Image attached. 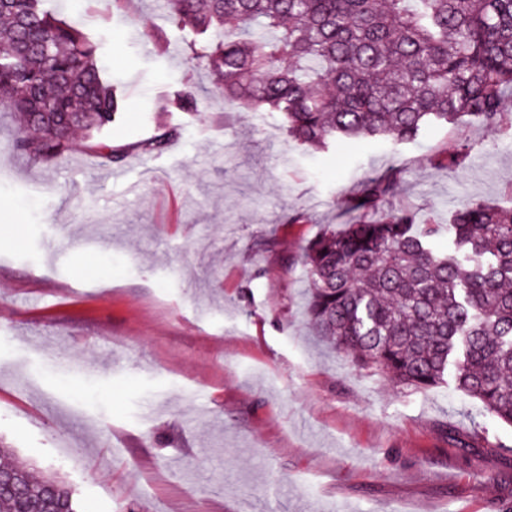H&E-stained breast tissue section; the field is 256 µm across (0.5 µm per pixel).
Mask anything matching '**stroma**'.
Returning <instances> with one entry per match:
<instances>
[{
	"instance_id": "stroma-1",
	"label": "stroma",
	"mask_w": 512,
	"mask_h": 512,
	"mask_svg": "<svg viewBox=\"0 0 512 512\" xmlns=\"http://www.w3.org/2000/svg\"><path fill=\"white\" fill-rule=\"evenodd\" d=\"M125 91L102 140L17 153L0 108V442L71 486L80 512H494L512 427L447 387L410 392L314 336L306 243L367 179L418 222L512 209V126L471 120L392 146L311 149L279 113L218 109L163 0H48ZM192 90L197 111H153ZM161 154L133 150L157 126ZM464 155L462 165L449 164ZM489 432L491 446L463 450ZM68 444L60 456L57 440Z\"/></svg>"
}]
</instances>
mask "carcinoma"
<instances>
[{
    "mask_svg": "<svg viewBox=\"0 0 512 512\" xmlns=\"http://www.w3.org/2000/svg\"><path fill=\"white\" fill-rule=\"evenodd\" d=\"M216 97L278 112L311 148L341 139L415 140L459 118L495 126L512 92V0H164ZM0 105L28 134L15 148L53 163L78 134L111 163L126 150L93 140L123 97L97 47L41 0H0ZM176 131L133 148L160 154ZM396 176L367 181L341 229L303 247L314 334L353 364L410 390L453 383L512 427V210L480 202L446 224L371 217ZM448 237V252L434 242ZM0 512H78L58 477L0 466Z\"/></svg>",
    "mask_w": 512,
    "mask_h": 512,
    "instance_id": "1",
    "label": "carcinoma"
}]
</instances>
